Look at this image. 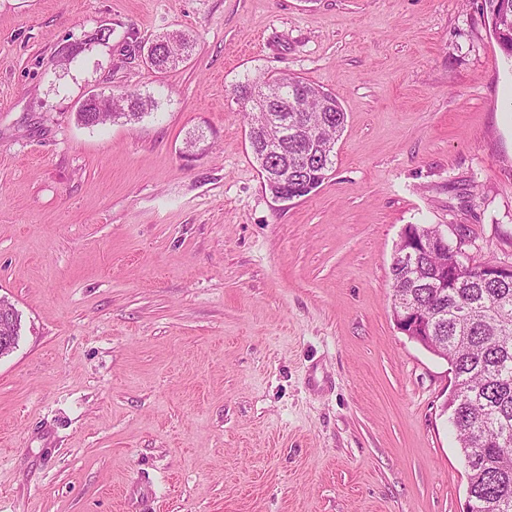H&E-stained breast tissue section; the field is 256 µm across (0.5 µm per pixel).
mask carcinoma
Here are the masks:
<instances>
[{
  "label": "carcinoma",
  "instance_id": "carcinoma-1",
  "mask_svg": "<svg viewBox=\"0 0 512 512\" xmlns=\"http://www.w3.org/2000/svg\"><path fill=\"white\" fill-rule=\"evenodd\" d=\"M483 14L506 56L512 58V0H483ZM194 38L176 31L160 35L147 46L150 65L173 68L188 59ZM244 105L247 126L265 111L288 129L306 124L334 145L346 121L336 95L290 75H267L235 86ZM157 108L149 96L120 92L91 101L77 113L85 126L124 118L136 121ZM313 147L288 137V148L267 158V173L288 179V187L303 197L322 185L334 164V151L310 154ZM456 267L455 254L421 255L410 268L391 267L392 277L410 281L398 294L420 311L428 347L448 357L455 380L451 419L461 455L477 449L466 469L467 495L476 512H512V279L485 280L473 268L448 274V288H429L432 270L442 264Z\"/></svg>",
  "mask_w": 512,
  "mask_h": 512
}]
</instances>
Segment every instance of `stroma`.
I'll return each instance as SVG.
<instances>
[{
  "label": "stroma",
  "mask_w": 512,
  "mask_h": 512,
  "mask_svg": "<svg viewBox=\"0 0 512 512\" xmlns=\"http://www.w3.org/2000/svg\"><path fill=\"white\" fill-rule=\"evenodd\" d=\"M482 0H0V512H466L447 361L401 332L409 224L512 263V60ZM182 30L158 72L138 47ZM340 100L275 201L233 89ZM153 95L86 126L91 92ZM194 43L193 37L181 31L157 36L146 48L149 52L150 65L161 71L175 68L188 59ZM1 312L2 309H0V356H3L13 351L17 345L20 334V318L17 313L10 314L8 312H4L1 318Z\"/></svg>",
  "instance_id": "35a3bbf8"
}]
</instances>
